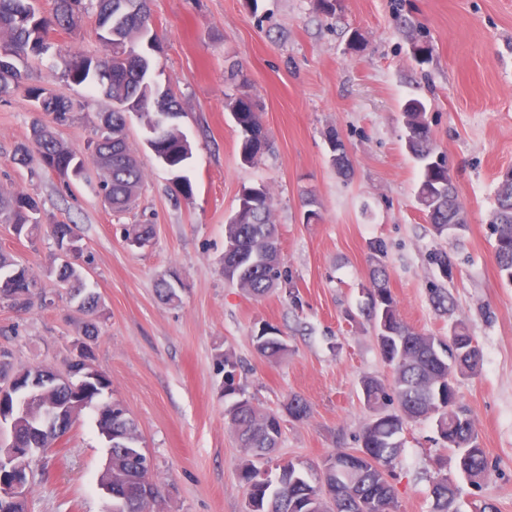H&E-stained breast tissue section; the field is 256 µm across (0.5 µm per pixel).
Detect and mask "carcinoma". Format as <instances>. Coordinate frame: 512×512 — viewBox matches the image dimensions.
Listing matches in <instances>:
<instances>
[{"label": "carcinoma", "instance_id": "obj_1", "mask_svg": "<svg viewBox=\"0 0 512 512\" xmlns=\"http://www.w3.org/2000/svg\"><path fill=\"white\" fill-rule=\"evenodd\" d=\"M82 0H58L53 19L36 15L31 0H0V32L7 41L0 51L10 53L14 59L25 62L31 56L39 57L49 49L48 29L55 26L69 30L74 22V10ZM99 23L116 20L112 29V51L103 55H87L66 51L60 54L63 76L75 83L95 84L112 100L108 113L109 131L102 132L93 146V159L104 172L102 193L112 205V212L123 213L135 204L143 185L142 170L130 151L125 137V107L134 100L141 102L139 116L148 134L152 151L163 155L172 171L181 170L192 155L187 137L176 126L165 123L171 112H181L177 97L164 91L151 80V58L141 47L144 32L150 29V15L142 0H95ZM27 97L41 108L48 120L33 123L31 142L15 149L13 161L20 166L38 162L41 169L55 174L65 185L70 168L77 166L85 172L86 159L78 150L61 142L55 135L54 122L61 111L70 109L69 101L58 90L40 84L26 87ZM229 110L239 128L241 142L239 157L244 165L257 164L268 149V136L263 127L259 107L253 97L242 92L231 99ZM403 124L405 147L420 165L417 201L426 213L433 234L446 238L455 231H463L462 207L448 171L446 157L438 150L426 118V106L418 99L404 105ZM249 197L244 206L236 208L228 224L224 225L228 249L224 254V277L256 299L280 290L294 298L296 289L289 279L281 255L277 225L271 218L270 193L264 184L248 188ZM0 221L27 240L34 241L42 233L41 208L38 201L23 193H0ZM494 228V254L501 278L512 283V170L500 176L496 206L492 213ZM49 236L56 242L81 240L70 224L49 225ZM128 237L146 243L154 238V225L134 224L127 230ZM375 266L369 283L381 297L376 306L366 312L383 360L392 368L393 378L385 383L377 378L363 379V397L373 410L374 417L367 421L359 435L362 456L352 451L330 455V465L313 468L292 461L280 462L275 470L258 466L260 457L269 454L280 442L282 431L273 427L276 413L264 410L250 400L238 397L242 387L236 384L238 361L226 353L218 359L225 372L224 397L228 399L225 416L242 448L239 478L251 502L249 512H386L395 506V488L387 478V471L396 458L401 443L398 436L405 425L414 420L433 417L438 439L446 448L455 449L469 461V476L478 479L476 487L490 479V468L485 449L476 432L474 422L460 420L457 411V392L448 389V373L474 374L478 361L462 357L459 344L472 339L469 329L461 322L453 323L452 335L443 341L431 334L415 331L401 319L398 305L388 288V278L381 258L386 246L381 240L369 243ZM439 280L450 282L454 277L455 262L448 251L439 249L431 254ZM47 276L69 289L70 299L80 311L89 316L81 327V335L94 340L99 335L97 319L102 316L99 295L92 291L83 267L76 262L51 265ZM38 281L29 268L17 263L13 257L0 252V298L11 301V307L28 310L37 295ZM159 297L168 303L180 300L178 287L172 278H162L156 285ZM435 309L453 315L455 303L445 288L428 289ZM256 353L265 359L276 360L288 355L285 336L272 326L252 336ZM0 376L26 383L35 376L45 377L40 397L43 410L64 407L70 423L92 408L97 426L101 430L118 432L121 443L112 447V481L124 478H145L151 471L142 467L128 449L140 442L137 422L127 408L114 409V401L103 400L111 390L109 377L99 373L100 382L83 387L80 398H71V387L80 378L73 376L65 382L57 378L52 367L15 365L13 353L7 349L0 354ZM294 420L308 417L310 407L295 395L287 405ZM32 425L26 419H17L12 436L17 443L29 448L33 445L48 448L57 438L54 428L46 429L39 439L32 438ZM455 489L448 477L439 478L432 487L433 512H448Z\"/></svg>", "mask_w": 512, "mask_h": 512}]
</instances>
